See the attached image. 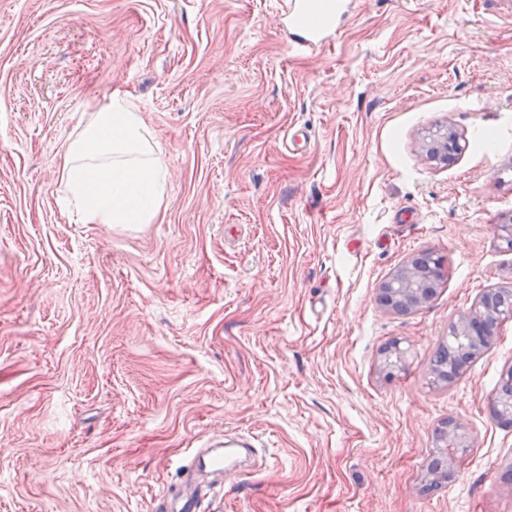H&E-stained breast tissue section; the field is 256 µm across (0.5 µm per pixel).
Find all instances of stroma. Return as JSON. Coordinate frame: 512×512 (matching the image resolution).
<instances>
[{
    "instance_id": "stroma-1",
    "label": "stroma",
    "mask_w": 512,
    "mask_h": 512,
    "mask_svg": "<svg viewBox=\"0 0 512 512\" xmlns=\"http://www.w3.org/2000/svg\"><path fill=\"white\" fill-rule=\"evenodd\" d=\"M276 2L0 0V512H153L219 429L267 457L208 512H512L491 415L512 319L429 381L449 323L512 285V11L355 0L300 54ZM114 93L159 147L163 205L76 224L61 156ZM437 125L464 146L448 166L421 147ZM428 250L436 296L381 306ZM450 418L471 449L422 492Z\"/></svg>"
}]
</instances>
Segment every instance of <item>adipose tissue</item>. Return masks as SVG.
I'll list each match as a JSON object with an SVG mask.
<instances>
[{"label": "adipose tissue", "instance_id": "1", "mask_svg": "<svg viewBox=\"0 0 512 512\" xmlns=\"http://www.w3.org/2000/svg\"><path fill=\"white\" fill-rule=\"evenodd\" d=\"M63 205L82 224H149L166 171L139 112L113 99L93 111L61 163Z\"/></svg>", "mask_w": 512, "mask_h": 512}]
</instances>
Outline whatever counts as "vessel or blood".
Masks as SVG:
<instances>
[{
    "label": "vessel or blood",
    "instance_id": "obj_1",
    "mask_svg": "<svg viewBox=\"0 0 512 512\" xmlns=\"http://www.w3.org/2000/svg\"><path fill=\"white\" fill-rule=\"evenodd\" d=\"M351 7V0H335L327 10L321 0H280V12L291 32L290 49L312 52L322 48L337 33L339 21ZM259 449L257 438L250 434L224 433L209 439L204 447L195 449L181 482L159 499L155 512H204L210 476H218L223 483L236 482L247 460Z\"/></svg>",
    "mask_w": 512,
    "mask_h": 512
}]
</instances>
